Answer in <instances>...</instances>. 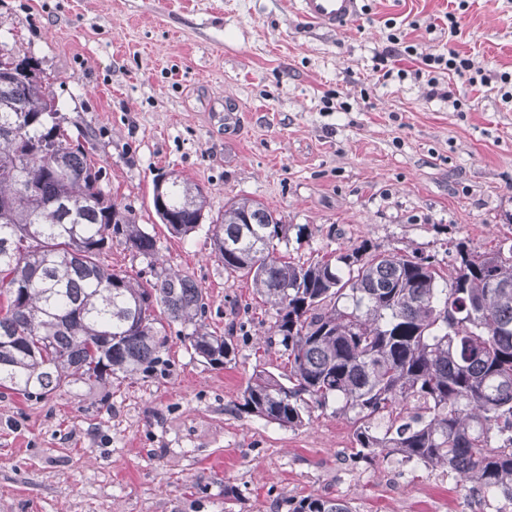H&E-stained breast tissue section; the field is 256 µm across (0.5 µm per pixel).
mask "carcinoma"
I'll use <instances>...</instances> for the list:
<instances>
[{"mask_svg": "<svg viewBox=\"0 0 512 512\" xmlns=\"http://www.w3.org/2000/svg\"><path fill=\"white\" fill-rule=\"evenodd\" d=\"M2 49L16 75L0 77V389L30 400L163 373L174 323L210 366L231 362V337L208 331L190 276L162 269L143 281L101 261L117 239L153 266L155 238L104 187L88 159L93 133L73 142L48 86L25 74L37 60ZM153 206L176 234L209 220L224 273L249 278L275 311L270 335L287 367L255 370L242 410L292 428L333 402L365 464L399 456L512 504V237L483 252L454 243L446 275L428 257L366 240L301 263L279 252L286 225L249 198L212 217L203 189L171 176ZM292 512L352 510L308 496Z\"/></svg>", "mask_w": 512, "mask_h": 512, "instance_id": "carcinoma-1", "label": "carcinoma"}]
</instances>
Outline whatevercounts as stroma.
<instances>
[{
    "label": "stroma",
    "instance_id": "obj_1",
    "mask_svg": "<svg viewBox=\"0 0 512 512\" xmlns=\"http://www.w3.org/2000/svg\"><path fill=\"white\" fill-rule=\"evenodd\" d=\"M345 29L316 28L297 0H0V40L39 60L65 118L94 132L104 183L154 235L167 268L202 289L209 331L235 358L214 368L177 329L166 375L70 385L41 400L0 389V512H288L335 496L352 512H496L503 499L455 474L358 459L353 428L313 408L289 428L243 412L256 365L286 357L264 341L275 314L210 254L206 226L171 234L153 179L198 184L211 214L247 197L286 224L300 260L369 240L448 266L449 242L487 250L512 237V106L389 58L390 28L420 54L455 48L487 73L512 72V0H361ZM453 98V99H454ZM236 113V123L223 116Z\"/></svg>",
    "mask_w": 512,
    "mask_h": 512
}]
</instances>
